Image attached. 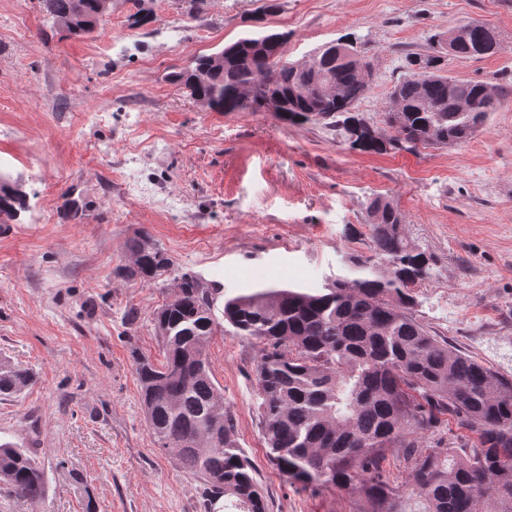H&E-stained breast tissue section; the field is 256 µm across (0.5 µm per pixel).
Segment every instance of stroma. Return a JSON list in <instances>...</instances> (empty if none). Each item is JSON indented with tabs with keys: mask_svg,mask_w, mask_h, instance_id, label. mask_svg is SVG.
Returning a JSON list of instances; mask_svg holds the SVG:
<instances>
[{
	"mask_svg": "<svg viewBox=\"0 0 512 512\" xmlns=\"http://www.w3.org/2000/svg\"><path fill=\"white\" fill-rule=\"evenodd\" d=\"M280 3L269 14L265 0L198 11L112 0L76 36L42 0H0V183L27 196L16 218L0 216V361L34 373L0 398V442L27 448L47 483L38 499L0 484V512H201L195 481L154 443L140 403L134 355L163 361L154 314L174 291L167 276L120 274L143 230L177 271L228 296L320 288L349 256H369L367 206L386 196L434 260L417 319L512 380V97L463 145L377 154L316 125L210 109L170 79L251 30L288 33L294 62L352 36L373 63L357 110L381 130L409 75L404 52H429L431 36L469 22L490 26L501 52L443 55L440 74L512 90V0ZM260 350L219 327L205 355L268 512H370L363 496L301 489L269 463Z\"/></svg>",
	"mask_w": 512,
	"mask_h": 512,
	"instance_id": "obj_1",
	"label": "stroma"
}]
</instances>
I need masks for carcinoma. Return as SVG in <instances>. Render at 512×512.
Returning <instances> with one entry per match:
<instances>
[{
    "label": "carcinoma",
    "instance_id": "cac0c4a2",
    "mask_svg": "<svg viewBox=\"0 0 512 512\" xmlns=\"http://www.w3.org/2000/svg\"><path fill=\"white\" fill-rule=\"evenodd\" d=\"M73 35L92 32L102 0H44ZM282 33L246 34L224 46L227 58L197 57L172 80L219 112L257 111L235 93L251 87L280 96L292 125L313 124L349 140L364 121L357 104L370 86L349 57L326 47L319 67L301 72L286 56ZM408 78L394 86L405 104L402 126L388 125L387 147L362 133L359 150H415L466 143L506 100L461 112L462 100L482 94L480 82L437 73L440 56L409 52ZM326 77L339 97H321ZM26 195H0V209L17 216ZM370 255L349 257L347 274L321 288L252 289L226 297L194 273L174 277L175 294L154 315L165 349L158 366L136 355L140 398L158 448L196 482L202 512H267L255 468L240 448L224 393L214 382L204 349L222 315L227 332L263 349L254 367L257 409L271 464L304 489L333 486L360 493L372 512H399L400 494L378 472L389 448L433 452L414 458L413 495L422 512H512V381L433 334L413 314V290L431 277L432 256L408 240L398 209L377 195L368 204ZM128 278L152 281L171 259L146 233L132 243ZM33 381L29 368L0 363V398ZM446 415L471 439L448 429ZM0 484L29 499L44 495V471L25 448L0 443Z\"/></svg>",
    "mask_w": 512,
    "mask_h": 512
}]
</instances>
